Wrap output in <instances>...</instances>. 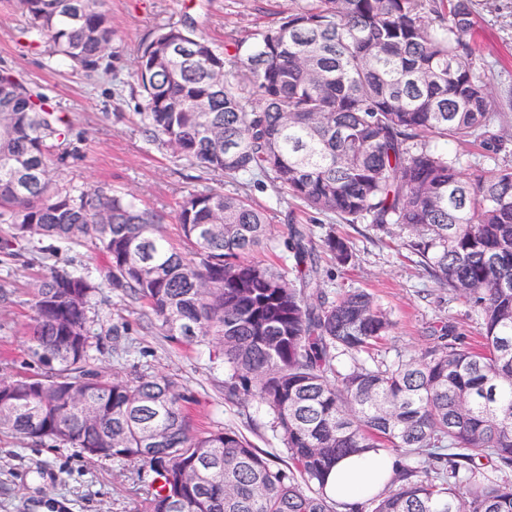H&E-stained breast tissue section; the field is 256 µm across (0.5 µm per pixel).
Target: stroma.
Wrapping results in <instances>:
<instances>
[{
  "label": "stroma",
  "mask_w": 512,
  "mask_h": 512,
  "mask_svg": "<svg viewBox=\"0 0 512 512\" xmlns=\"http://www.w3.org/2000/svg\"><path fill=\"white\" fill-rule=\"evenodd\" d=\"M294 0H102L112 18V56L99 70H72L61 58L28 47L23 36L27 18L19 0H0V70L42 89L49 102L71 123L64 179L83 188L106 183L133 195L139 204L165 212L163 226L172 244H180V228L171 212L183 195L206 187L227 193L228 179L207 175L146 142L136 114L142 100L133 94L134 59L142 42L161 27L191 17L214 45L252 33L275 22ZM479 25L476 70L488 78L512 129V0H471ZM268 210L271 237L259 258L288 263L284 246L287 198L271 189L254 191ZM316 236L329 232L345 236L353 258L323 287L329 296L363 290L390 312L395 328L377 355L391 361L418 350L429 327L458 325L477 339L479 319L460 300L434 284L416 257L401 247L398 227L342 224L319 217ZM31 255L12 258L0 253V375H42L47 371L28 349L26 326L32 316L29 285L40 273ZM102 347L93 351L95 369L125 374H164L175 379L192 399L195 427L203 432L233 427L257 448L283 456L272 437L266 411L224 402V367L211 349L170 339L149 323L146 306L100 288L96 297ZM155 475L116 460L88 459L78 448L62 442L32 443L0 432V512H134L151 488Z\"/></svg>",
  "instance_id": "35a3bbf8"
}]
</instances>
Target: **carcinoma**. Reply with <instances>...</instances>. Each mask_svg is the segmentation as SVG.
I'll return each instance as SVG.
<instances>
[{
  "mask_svg": "<svg viewBox=\"0 0 512 512\" xmlns=\"http://www.w3.org/2000/svg\"><path fill=\"white\" fill-rule=\"evenodd\" d=\"M470 2L297 0L222 50L193 23L144 41L133 77L147 142L240 187L176 202L184 252L165 239L164 211L63 184L52 150L69 135L64 120L43 93L0 78V251L24 241L47 261L90 247L100 277L144 301L166 335L213 349L224 400L272 415L288 462L234 428L195 431L166 375L90 368L104 281L52 265L31 285L29 338L51 372L0 378V429L149 466L160 486L139 512H340L329 469L380 450L396 455V474L351 512H512V164L495 163L508 133L475 72ZM20 4L32 49L94 72L112 48L102 0ZM174 40L182 52L169 54ZM450 143L479 145L494 167L467 175ZM267 187L346 224L406 230L402 247L479 316L480 345L446 323L408 357L360 362L394 322L366 292L321 288L332 276L322 255L352 258L343 237L317 244L311 225L290 220L295 265L255 259L271 217L252 190ZM341 355L353 359L345 371Z\"/></svg>",
  "mask_w": 512,
  "mask_h": 512,
  "instance_id": "carcinoma-1",
  "label": "carcinoma"
}]
</instances>
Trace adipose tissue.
<instances>
[{"label": "adipose tissue", "instance_id": "obj_1", "mask_svg": "<svg viewBox=\"0 0 512 512\" xmlns=\"http://www.w3.org/2000/svg\"><path fill=\"white\" fill-rule=\"evenodd\" d=\"M395 462V456L384 451L343 457L331 469L326 491L342 504L363 503L391 478Z\"/></svg>", "mask_w": 512, "mask_h": 512}]
</instances>
